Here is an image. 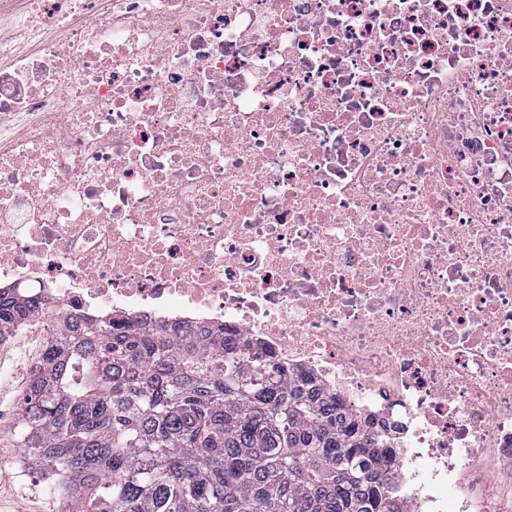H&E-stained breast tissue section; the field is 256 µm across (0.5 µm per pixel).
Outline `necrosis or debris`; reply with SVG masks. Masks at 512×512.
<instances>
[{
  "label": "necrosis or debris",
  "mask_w": 512,
  "mask_h": 512,
  "mask_svg": "<svg viewBox=\"0 0 512 512\" xmlns=\"http://www.w3.org/2000/svg\"><path fill=\"white\" fill-rule=\"evenodd\" d=\"M0 287L223 325L512 512V0H0Z\"/></svg>",
  "instance_id": "4bbe7bcc"
}]
</instances>
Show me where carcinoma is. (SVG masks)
<instances>
[{"mask_svg": "<svg viewBox=\"0 0 512 512\" xmlns=\"http://www.w3.org/2000/svg\"><path fill=\"white\" fill-rule=\"evenodd\" d=\"M50 339L13 434L85 512H405L374 419L224 326L59 318L0 291V340Z\"/></svg>", "mask_w": 512, "mask_h": 512, "instance_id": "carcinoma-1", "label": "carcinoma"}]
</instances>
